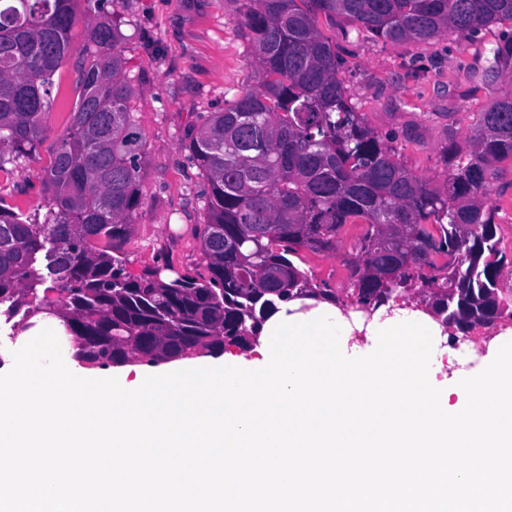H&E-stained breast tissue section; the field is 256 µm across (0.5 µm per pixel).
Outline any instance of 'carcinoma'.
<instances>
[{
  "label": "carcinoma",
  "mask_w": 512,
  "mask_h": 512,
  "mask_svg": "<svg viewBox=\"0 0 512 512\" xmlns=\"http://www.w3.org/2000/svg\"><path fill=\"white\" fill-rule=\"evenodd\" d=\"M73 0H0V176L39 156L48 138L53 76L67 56ZM385 42L426 43L512 22V0H247L257 85L207 115L185 149L209 185L196 228L207 275L164 280L125 272L119 245L143 200L146 142L129 102L119 31L104 16L87 29L82 91L42 175L45 213L0 196V318L12 336L48 313L86 366L247 348L276 302L336 290L295 264L306 249L345 254L363 309L418 287L427 310L467 335L512 319L500 286L512 264L500 246L491 183L512 162V98L480 113L475 134L448 140L436 184L400 164L338 77L341 62L316 15ZM486 76H512V42L489 50ZM51 281L57 301L37 300Z\"/></svg>",
  "instance_id": "obj_1"
}]
</instances>
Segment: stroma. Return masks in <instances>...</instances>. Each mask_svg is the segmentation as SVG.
<instances>
[{"label":"stroma","mask_w":512,"mask_h":512,"mask_svg":"<svg viewBox=\"0 0 512 512\" xmlns=\"http://www.w3.org/2000/svg\"><path fill=\"white\" fill-rule=\"evenodd\" d=\"M246 7V0H74L70 52L53 77L49 125L52 134L62 132L77 102L88 24L105 14L117 19L123 74L134 89L130 109L147 151L143 201L120 245L131 276L158 266L171 277L206 271L194 229L205 221L209 186L182 143L204 116L256 83L253 46L239 23ZM317 26L342 61L339 77L356 110L394 139L399 161L420 177L443 181L442 147L473 135L490 103L512 97V78L482 74L489 49L512 38L510 22L428 44L376 40L323 15ZM49 161L44 148L39 159L15 166L0 178V194L35 212L43 203L39 173Z\"/></svg>","instance_id":"stroma-1"}]
</instances>
